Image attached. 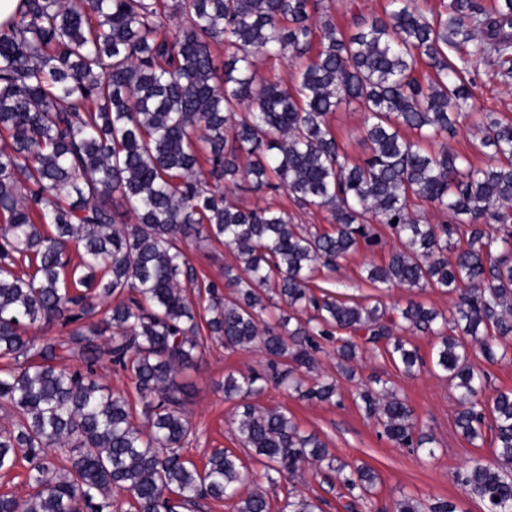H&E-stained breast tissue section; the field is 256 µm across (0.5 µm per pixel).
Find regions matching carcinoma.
<instances>
[{"mask_svg":"<svg viewBox=\"0 0 512 512\" xmlns=\"http://www.w3.org/2000/svg\"><path fill=\"white\" fill-rule=\"evenodd\" d=\"M443 8L388 0L348 32L319 0H18L0 24V137L10 140L0 148V359L26 354L38 323L76 328L44 341L37 361L0 368V404L15 412L0 427V473L23 462L32 488L22 501L0 494V512H110L116 493L127 512L201 499L272 512L267 491L241 495L248 471L235 452L215 448L201 469L181 453L190 426L177 378L204 327L226 348L263 353L264 371L226 376L224 397L239 401L236 438L264 460L266 481L314 467L342 489L345 512L372 504L377 474L337 460L261 397L271 383L331 402L359 350L380 349L411 374L423 361L402 333L436 337L456 427L493 455L471 459L456 482L483 512H512V389L483 399L472 361L512 345V119L470 111L462 78L475 58L512 79V0ZM271 56L290 70L261 79L256 63ZM343 103L366 112L361 162L329 122ZM461 116L482 133L484 167L448 146ZM238 190H282L327 211L329 227L299 229L272 204L242 207ZM418 202L450 220L420 223ZM121 212L133 223L117 224ZM378 224L399 246L367 280L437 289L453 296L449 315L313 287L360 247L384 249ZM188 239L233 254L243 273L225 268L227 292L198 281L179 246ZM202 287L205 321L187 296ZM324 341L336 344V374L307 382ZM104 356L129 374L146 425L95 378ZM355 399L380 436L434 457L433 436L386 383ZM322 504L292 488L277 512ZM393 512L456 506L404 496Z\"/></svg>","mask_w":512,"mask_h":512,"instance_id":"cac0c4a2","label":"carcinoma"}]
</instances>
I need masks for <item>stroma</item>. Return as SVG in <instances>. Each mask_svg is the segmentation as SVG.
Masks as SVG:
<instances>
[{
  "instance_id": "stroma-1",
  "label": "stroma",
  "mask_w": 512,
  "mask_h": 512,
  "mask_svg": "<svg viewBox=\"0 0 512 512\" xmlns=\"http://www.w3.org/2000/svg\"><path fill=\"white\" fill-rule=\"evenodd\" d=\"M324 4L331 20L351 31L361 19L381 14L385 0H324ZM463 77L472 85L475 111L495 112L505 119L512 117V83H503L488 62H469ZM364 121V112L353 105L341 106L330 116L340 143L357 159L365 155L361 145ZM235 198L246 207L276 203L293 215L295 223L303 226L328 223L327 212L299 209L282 192L260 195L240 191ZM184 249L198 278L207 282L223 281L225 266L235 262L232 254L216 243L188 242ZM384 258V252L373 253L362 248L341 260L331 275L336 291L357 300L376 297L389 306L403 307L414 301L441 311L449 310L451 298L436 290L377 291L363 278L362 270L367 264L382 263ZM409 341L424 360L416 375H404L384 354L367 351L360 353L354 362L355 379L341 381L339 404L301 400L273 386L267 389L262 402L288 410L301 431L317 434L342 461L371 467L379 477L372 500L381 512H391L394 501L404 495L427 503L445 499L455 504L457 512H482L479 500L461 491L455 475L472 458L489 457L490 449L471 445L457 429L455 391L433 364L434 339L416 334ZM262 368L263 357L258 349L228 350L219 342L206 340L201 365L185 370L178 378L192 428L182 449L185 457L200 463L215 448L239 451L233 424L237 408L235 403L225 400L220 386L229 373ZM373 377L387 380L408 401L418 425L433 434L434 458H423L379 438L374 420L354 399L358 384Z\"/></svg>"
}]
</instances>
